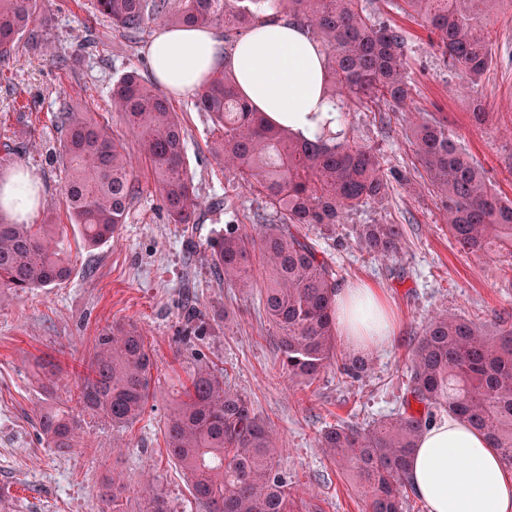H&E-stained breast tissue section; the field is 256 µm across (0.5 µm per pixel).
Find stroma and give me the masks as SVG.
Returning a JSON list of instances; mask_svg holds the SVG:
<instances>
[{"instance_id": "35a3bbf8", "label": "stroma", "mask_w": 512, "mask_h": 512, "mask_svg": "<svg viewBox=\"0 0 512 512\" xmlns=\"http://www.w3.org/2000/svg\"><path fill=\"white\" fill-rule=\"evenodd\" d=\"M367 7L406 36L414 109L392 115L384 127L378 112L350 111V135L406 179L394 184L383 203L348 216L334 234L315 226L304 233L340 271L343 283H364L382 293L399 320V336L391 346L371 351L362 377L348 378L332 366L305 385L282 369L259 293L227 287L214 273L209 243L224 230L223 212L206 209L199 223H171L135 140L127 146L143 193L112 240L93 248L83 241L65 205L56 112L65 103L111 133H124L112 110V85L133 68L149 76L152 35L129 42L94 0H36L44 43L20 39L9 57L0 58V159L36 177L40 200L33 221L52 220L71 274L59 284L14 293L0 305V491L7 512H94L103 488L112 483L122 488V512H148L157 491L170 512H202L187 477L168 455L164 422L171 405L183 398L191 373L204 363L223 370L226 383L271 424L282 450L279 463L296 496L317 505L318 512H365L354 480L319 448L321 431L336 423L364 426L400 407L412 350L433 313L460 315L491 331L500 314L512 315V260L457 247L415 170L407 137L419 116L445 118L497 192L512 197V11L490 18L494 61L473 93L444 62L426 28L390 11L386 0H369ZM169 103L184 127L186 160L199 195L206 202L223 196L224 167L214 154L208 116L196 111L193 97ZM479 104L488 112L481 125L471 119ZM374 222L402 226L395 257H378L358 244L357 225ZM189 296L202 312L200 334L193 339L182 317ZM115 323L136 325L151 349L153 380L144 414L117 430L102 415L82 411L78 447L64 453L46 448L35 429L49 397L41 387L46 364H53L57 377L51 397L76 407V386L97 338Z\"/></svg>"}]
</instances>
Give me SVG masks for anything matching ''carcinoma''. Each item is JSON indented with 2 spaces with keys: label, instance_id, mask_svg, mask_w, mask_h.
<instances>
[{
  "label": "carcinoma",
  "instance_id": "carcinoma-1",
  "mask_svg": "<svg viewBox=\"0 0 512 512\" xmlns=\"http://www.w3.org/2000/svg\"><path fill=\"white\" fill-rule=\"evenodd\" d=\"M512 0H388L437 37L449 65L477 89L493 63L487 19ZM113 27L135 40L155 23L224 27V54L233 38L274 20L301 27L325 54L324 93L357 109L383 105L409 112L407 39L401 28L367 10L362 0H96ZM32 0H0V58L20 35L38 40ZM195 107L209 115L217 151L232 190L224 207V233L210 242L216 274L230 287H252L253 259L267 272L262 303L276 330L288 377L313 383L338 359L336 290L339 274L300 233L317 224L335 232L350 212L381 203L392 182L382 160L362 141L323 130L313 140L268 123L239 92L228 67L213 73ZM112 111L149 162L173 224H196L203 207L184 153V131L168 101L137 71L112 87ZM64 194L73 223L90 246L112 239L131 203L143 192L125 140L64 106L56 115ZM411 144L424 178L446 213L448 230L464 252L512 258V199L498 195L448 125L426 115L411 128ZM260 199L258 235L236 219L237 193ZM399 224H361L357 240L381 257L399 253ZM70 270L48 224H14L0 214V294L46 288ZM362 356L344 360L351 377L368 369ZM151 350L137 327L114 324L97 339L96 354L77 399L112 427L125 429L144 413L150 397ZM440 412L464 418L486 435L512 466V324L487 334L476 323L437 313L418 337L410 361L403 408L367 427L326 428L319 447L347 468L363 489L368 512H404L408 467L423 431ZM45 447L77 446L79 421L53 404L37 415ZM168 455L190 483L203 512H303L288 492L291 480L277 457L271 429L250 400L224 385V372L200 365L186 398L170 409L164 427Z\"/></svg>",
  "mask_w": 512,
  "mask_h": 512
}]
</instances>
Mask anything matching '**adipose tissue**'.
<instances>
[{
    "mask_svg": "<svg viewBox=\"0 0 512 512\" xmlns=\"http://www.w3.org/2000/svg\"><path fill=\"white\" fill-rule=\"evenodd\" d=\"M158 85L176 97L200 92L209 76L231 67L242 94L268 121L310 138L322 126L338 131L334 104L322 95L324 56L300 27L276 21L240 37L232 50L211 28L158 29L149 50ZM35 179L0 182V207L18 224L37 206ZM336 328L354 349L392 343L396 325L380 293L368 286L336 291ZM426 512H512V469L482 432L462 418L433 422L422 434L408 473Z\"/></svg>",
    "mask_w": 512,
    "mask_h": 512,
    "instance_id": "1",
    "label": "adipose tissue"
}]
</instances>
